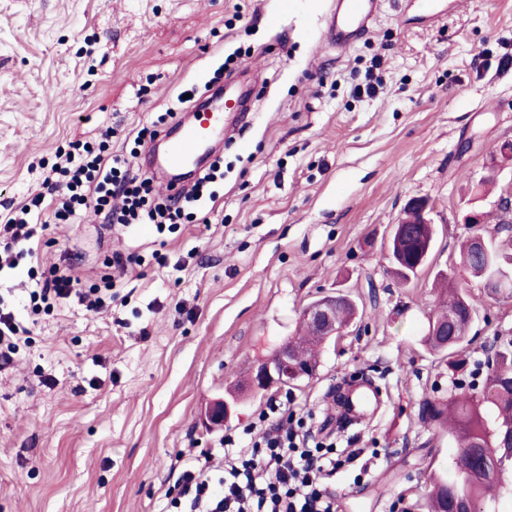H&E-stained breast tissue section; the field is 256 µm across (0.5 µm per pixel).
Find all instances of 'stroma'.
Returning a JSON list of instances; mask_svg holds the SVG:
<instances>
[{"instance_id":"stroma-1","label":"stroma","mask_w":512,"mask_h":512,"mask_svg":"<svg viewBox=\"0 0 512 512\" xmlns=\"http://www.w3.org/2000/svg\"><path fill=\"white\" fill-rule=\"evenodd\" d=\"M327 0H0V225L43 192L59 151L107 128L129 154L159 113H186L185 89L253 79L252 110L218 158L224 180L206 224L47 227L0 271V306L28 328L0 369V512H167L168 468L254 422L269 391L226 397L301 328L302 310L340 292L358 306L310 379L289 386L320 441L354 449L336 475L338 512H423L427 478L456 444L420 404L448 391L423 344L434 286L453 275L474 305L469 361L512 336V295L458 271L474 233L512 237V0H384L346 52L319 42ZM374 93H367V86ZM436 227L428 264L402 283L387 239L407 202ZM487 216L472 227L473 213ZM117 300L32 313L31 270L99 283L113 252ZM383 391L379 415L350 426L333 394L351 379Z\"/></svg>"}]
</instances>
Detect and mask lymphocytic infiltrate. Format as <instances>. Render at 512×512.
Segmentation results:
<instances>
[{
  "label": "lymphocytic infiltrate",
  "mask_w": 512,
  "mask_h": 512,
  "mask_svg": "<svg viewBox=\"0 0 512 512\" xmlns=\"http://www.w3.org/2000/svg\"><path fill=\"white\" fill-rule=\"evenodd\" d=\"M57 171L65 184L46 179L57 198L54 216L65 222L94 213L106 224L178 223L187 208L199 206L217 182L209 166L180 196L156 197L151 178L133 171L122 155L103 158L89 143H73ZM44 197L24 204L6 223L0 237L8 244L30 241L37 234ZM104 277L99 288L84 289L60 270L37 284L32 299L46 304L74 300L94 310L114 288ZM290 394L271 395L258 415L239 433L224 434L218 447L177 460L170 468L178 512H337L336 494L325 484L344 465L333 446L318 442L311 423L298 416Z\"/></svg>",
  "instance_id": "lymphocytic-infiltrate-1"
}]
</instances>
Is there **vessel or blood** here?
Listing matches in <instances>:
<instances>
[{
    "instance_id": "obj_1",
    "label": "vessel or blood",
    "mask_w": 512,
    "mask_h": 512,
    "mask_svg": "<svg viewBox=\"0 0 512 512\" xmlns=\"http://www.w3.org/2000/svg\"><path fill=\"white\" fill-rule=\"evenodd\" d=\"M383 0H331L321 19L320 38L323 42L341 49H348L368 35L381 11ZM245 101L233 83H226L223 97H215L197 105L194 120L181 127L178 135L163 132L165 152L155 158L160 170L182 168L194 160L201 148L211 142L222 141L229 134L234 121L243 117ZM379 403L374 386L361 383L352 386L338 409L343 418H361Z\"/></svg>"
}]
</instances>
